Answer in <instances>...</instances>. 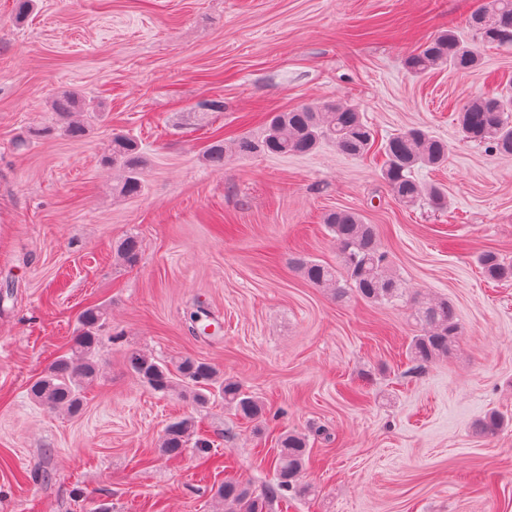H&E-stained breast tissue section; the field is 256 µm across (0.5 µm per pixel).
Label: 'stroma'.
<instances>
[{"mask_svg": "<svg viewBox=\"0 0 512 512\" xmlns=\"http://www.w3.org/2000/svg\"><path fill=\"white\" fill-rule=\"evenodd\" d=\"M483 0H0V512H224L225 473L261 490L258 448L302 434L309 458L289 510L512 512V281L487 282L486 250L512 262V158L463 139L467 99L512 90V47L468 74L408 73L428 36L466 31ZM99 108L66 134L52 101ZM356 104L380 136L419 127L448 144L418 178L448 208H407L379 159L330 145L307 156L202 149L217 127L261 139L274 112ZM137 139L145 190L112 192V135ZM347 209L377 225L406 290L396 305L339 301L292 265H336L322 222ZM134 267L116 259L128 236ZM444 297L461 333L415 368L413 297ZM103 305L100 374L74 415L28 392ZM217 325L205 335L193 323ZM193 358L267 406L254 426L215 398L195 407L144 386L130 352ZM495 413L507 424L479 436ZM193 416L211 443L172 457L165 426Z\"/></svg>", "mask_w": 512, "mask_h": 512, "instance_id": "1", "label": "stroma"}]
</instances>
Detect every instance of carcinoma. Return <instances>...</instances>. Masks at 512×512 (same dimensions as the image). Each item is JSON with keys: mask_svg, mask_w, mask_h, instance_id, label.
I'll use <instances>...</instances> for the list:
<instances>
[{"mask_svg": "<svg viewBox=\"0 0 512 512\" xmlns=\"http://www.w3.org/2000/svg\"><path fill=\"white\" fill-rule=\"evenodd\" d=\"M494 13L487 16L478 10L471 17L465 33L443 30L420 45L405 60L407 70L415 77L424 76L439 67L457 73H469L482 63V52L489 46L512 45V0H490ZM78 107L72 94L58 96L52 110L67 121L66 131L78 138L86 126L69 117ZM459 125L465 139L487 146L492 152L512 155V95L474 97L459 109ZM235 151L248 156L260 149L275 156L308 154L324 142L333 144L348 156H363L376 143V132L358 107L347 102L320 106L302 105L275 112L266 121L260 141L248 136L233 139ZM384 157L381 176L392 196L400 204L411 207L427 201L437 209L448 208V198L435 185L418 180L422 167L438 168L448 160V145L428 132L412 128L389 136L379 147ZM205 160L214 167L224 166V135L214 132V141L205 150ZM107 163L121 170L115 191L124 197H135L143 190V160L136 142L121 132L112 133V152ZM339 245L342 270L304 258L294 260L302 278L313 286L326 288L338 300L354 293L369 302L392 301L403 296L404 287L392 271L381 250L378 228L367 224L349 210H336L323 219ZM120 260L130 266L140 260L141 246L135 236L127 237L117 248ZM485 278L496 282L512 280V263L503 261L495 251L480 258ZM106 319V309L99 305L86 307L79 315L81 330L69 352L57 357L47 371L30 387V396L52 412L75 414L82 406L84 387L98 377L99 334ZM413 319L420 334L413 337L408 359L422 368L448 357L459 335V323L453 305L444 298L415 302ZM128 364L136 377L157 393L177 392L203 405L218 396L243 419L258 424L266 415L263 401L243 389L239 381L224 377L211 364L186 358L176 370L150 354L134 351ZM196 424L186 416L170 422L160 439V451L168 456L181 454L194 441L204 456L210 443L193 439ZM308 459L307 440L300 434H281L272 449L271 464L276 482L256 494L242 481L226 476L216 494L224 502V512H266L273 501L288 504V494L298 489V481Z\"/></svg>", "mask_w": 512, "mask_h": 512, "instance_id": "carcinoma-1", "label": "carcinoma"}]
</instances>
